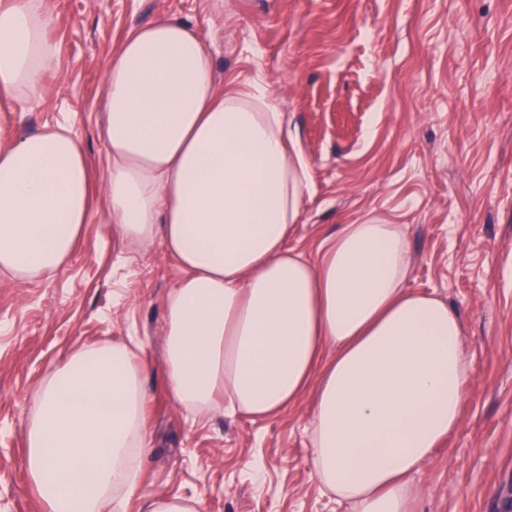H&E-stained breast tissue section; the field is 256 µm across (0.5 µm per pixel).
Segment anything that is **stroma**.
<instances>
[{"instance_id":"1","label":"stroma","mask_w":512,"mask_h":512,"mask_svg":"<svg viewBox=\"0 0 512 512\" xmlns=\"http://www.w3.org/2000/svg\"><path fill=\"white\" fill-rule=\"evenodd\" d=\"M57 49L40 99L0 112L14 134L68 124L106 154L107 66L161 18L197 29L218 82L261 80L285 112L310 187L287 244L315 257L346 224L405 230L407 285L459 311L468 399L412 478L415 512H512V0H46ZM177 269L160 244L86 225L64 268L0 273V512H43L25 467L35 381L60 354L141 344L152 446L141 486L195 512H346L315 479L310 398L255 421L168 396L163 324Z\"/></svg>"}]
</instances>
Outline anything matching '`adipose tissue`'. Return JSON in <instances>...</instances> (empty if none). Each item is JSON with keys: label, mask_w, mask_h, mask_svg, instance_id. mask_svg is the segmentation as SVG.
Masks as SVG:
<instances>
[{"label": "adipose tissue", "mask_w": 512, "mask_h": 512, "mask_svg": "<svg viewBox=\"0 0 512 512\" xmlns=\"http://www.w3.org/2000/svg\"><path fill=\"white\" fill-rule=\"evenodd\" d=\"M42 0H0V110L41 96L55 65ZM102 177L58 126L0 138V272L53 275L96 212L123 244L160 243L181 271L165 303V377L194 413L227 398L266 418L305 393L314 473L350 512H414L410 477L458 428L464 328L407 286L397 224H347L316 260L287 248L309 188L299 145L259 81L218 86L190 23L131 30L105 74ZM144 360L123 343L67 354L32 392L25 466L45 512H189L141 492L151 438Z\"/></svg>", "instance_id": "ef3b65f1"}]
</instances>
